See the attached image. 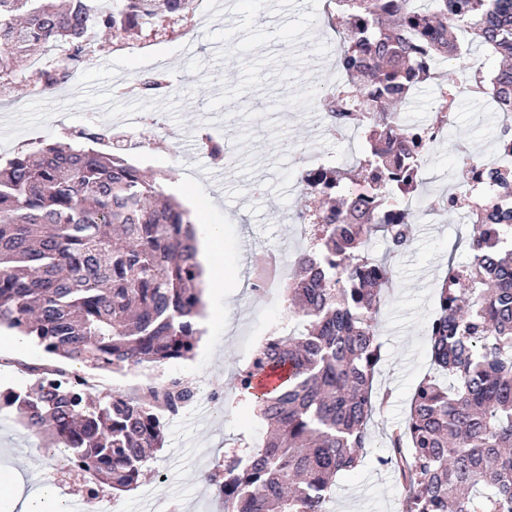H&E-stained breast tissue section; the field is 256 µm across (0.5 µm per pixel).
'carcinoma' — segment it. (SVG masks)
I'll return each instance as SVG.
<instances>
[{
	"mask_svg": "<svg viewBox=\"0 0 512 512\" xmlns=\"http://www.w3.org/2000/svg\"><path fill=\"white\" fill-rule=\"evenodd\" d=\"M327 0L324 17L341 42L344 86L319 98L332 121L354 119L362 148L302 195L320 199L295 216L313 233L288 274L286 297L299 329L269 335L234 390L270 428L262 443L224 452L204 480L224 512H327L336 474L352 471L371 445L374 370L381 358L377 325L391 269L369 249L375 237L399 252L415 216L389 183L411 180L403 149L416 127L402 121L433 66L461 52L458 35L499 62L476 69L465 86L438 84L434 108L462 93L497 96L512 114V0ZM195 0H0V67L16 66L52 88L88 62V28L156 35L194 16ZM66 45V60L32 68L30 48ZM160 72L144 94L170 89ZM68 141H39L0 162V328L33 338L62 361L128 372L190 358L201 330L194 220L165 195L162 173L145 176L129 159L140 139L99 148L109 126L84 125ZM380 206L350 191L354 170ZM495 191L469 206L463 265L448 261L429 325L433 364L448 374L416 387L404 427L376 461L398 471L409 494L400 512H512V169ZM44 367L25 390L0 392L17 406L31 434L50 436L70 468L108 482L112 496L131 490L163 446L161 403L177 408L178 379L133 394L91 393L81 380L55 381ZM281 373L264 390L255 380Z\"/></svg>",
	"mask_w": 512,
	"mask_h": 512,
	"instance_id": "carcinoma-1",
	"label": "carcinoma"
}]
</instances>
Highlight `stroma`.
I'll return each instance as SVG.
<instances>
[{
    "label": "stroma",
    "mask_w": 512,
    "mask_h": 512,
    "mask_svg": "<svg viewBox=\"0 0 512 512\" xmlns=\"http://www.w3.org/2000/svg\"><path fill=\"white\" fill-rule=\"evenodd\" d=\"M324 3L280 0L272 12L267 0H257L245 9L236 34L204 15L197 18L193 36L163 37L147 51L138 40L115 52L105 49L108 34L97 31V49L72 80V96L63 101L31 94L21 77L0 81V158L32 138L57 141L75 126L142 113L152 118L142 135L161 134L166 141L163 149L134 153L133 162L148 173L172 171L167 191L189 198L198 228H224V241L213 255L219 278L212 293L224 314L205 328L193 359L147 372L89 373L104 395L132 391L148 376L159 384L189 379L199 388V403L167 420L156 460L119 500L124 512H154L161 499L174 512H219L203 473L236 438L255 445L263 440V423L252 404L236 396L231 380L243 366L246 349L289 322L291 314L286 299L273 303L245 288L254 269L249 249L266 246L296 254L300 245L290 217L303 203L297 171L318 155L346 159L345 146L327 133L316 111V82L323 73L338 72L340 38L322 21ZM161 69L175 93L150 99L130 93L136 78ZM499 123V113L484 102L460 97L450 143L436 147L426 160L429 192L447 189L457 162L455 146L480 155L493 146ZM206 134L223 139L222 163L202 150ZM466 237L457 214L444 213L414 224L412 242L402 252L387 253L380 239L371 245L376 255L386 256L394 283L379 314L381 361L373 384L384 405L369 424L367 456L354 471L337 476L329 512H400L406 485L392 469L379 467L376 457L388 434L404 424L415 386L432 371L429 323L448 262L467 259ZM8 341L0 337V390H19L51 357L33 346L22 365H13ZM218 388L225 404L210 399ZM65 466L61 455L23 428L15 409L0 410V478L7 481L0 487V512H20L47 482L63 501L80 498L81 482L66 477Z\"/></svg>",
    "instance_id": "1"
}]
</instances>
